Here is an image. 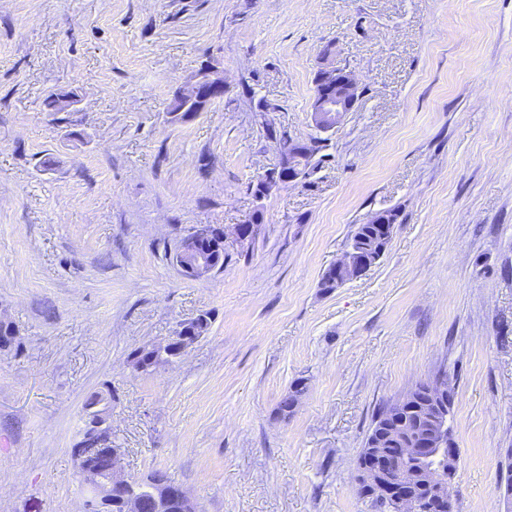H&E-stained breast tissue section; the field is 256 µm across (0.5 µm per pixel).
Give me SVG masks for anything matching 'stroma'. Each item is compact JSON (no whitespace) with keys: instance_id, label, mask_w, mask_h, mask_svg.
Wrapping results in <instances>:
<instances>
[{"instance_id":"stroma-1","label":"stroma","mask_w":512,"mask_h":512,"mask_svg":"<svg viewBox=\"0 0 512 512\" xmlns=\"http://www.w3.org/2000/svg\"><path fill=\"white\" fill-rule=\"evenodd\" d=\"M328 42L359 89L322 134ZM207 60L223 97L171 121ZM61 89L80 111L45 107ZM274 130L325 147L258 201ZM392 209L383 257L323 291ZM200 224L223 228L224 266L192 280L171 255ZM198 316L180 357L132 367ZM0 321V512H79L72 450L95 415L127 476L163 470L201 512H370L355 474L375 414L442 372L456 510L505 512L512 0H0Z\"/></svg>"}]
</instances>
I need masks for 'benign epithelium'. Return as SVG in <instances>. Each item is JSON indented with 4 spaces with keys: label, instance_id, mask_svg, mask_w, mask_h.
Masks as SVG:
<instances>
[{
    "label": "benign epithelium",
    "instance_id": "obj_1",
    "mask_svg": "<svg viewBox=\"0 0 512 512\" xmlns=\"http://www.w3.org/2000/svg\"><path fill=\"white\" fill-rule=\"evenodd\" d=\"M333 48L334 45L328 43L320 51L315 104L310 109L313 126L320 132L336 128L357 100V80L349 70L336 66L332 59ZM223 90L224 71L212 64L202 68L190 83L180 88L176 97L189 104L199 103ZM309 168L310 165L304 161L294 167L277 165L262 175L259 184L275 187L296 182L305 176ZM376 261V256L367 247L346 250L332 266L336 283L342 286L359 278ZM173 262L184 276L194 279L216 270V256L208 226H196L179 240ZM428 391L433 399L431 420L438 431L411 437L405 444L392 440L386 448H371L368 451L370 462L357 470L356 483L373 486L380 500L389 506V512H416L420 502L410 496L408 488L424 474L428 475L431 498L439 512H456V501L449 485L453 484L456 475L457 448L448 449V476L441 477L435 471L429 473L424 465L431 449L446 447L448 386L432 383ZM73 453L86 491L82 512H105L118 491L123 494V512H140L142 493L138 481L125 476L120 450L111 451L110 457L95 468L89 467L88 456L81 450L75 449Z\"/></svg>",
    "mask_w": 512,
    "mask_h": 512
}]
</instances>
